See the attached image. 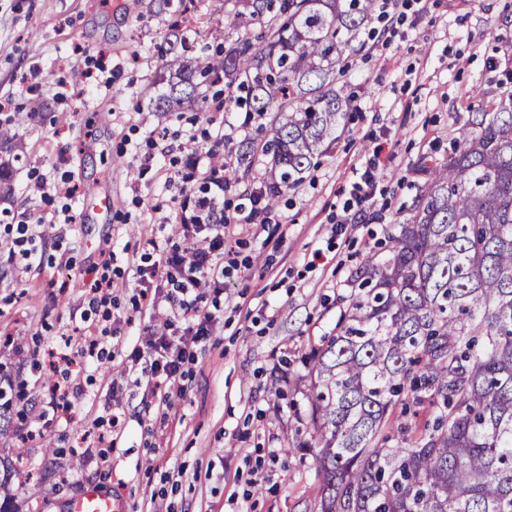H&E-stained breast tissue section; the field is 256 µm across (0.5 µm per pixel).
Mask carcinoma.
Instances as JSON below:
<instances>
[{
  "mask_svg": "<svg viewBox=\"0 0 512 512\" xmlns=\"http://www.w3.org/2000/svg\"><path fill=\"white\" fill-rule=\"evenodd\" d=\"M377 0H233L236 46L164 64L162 110L214 101L278 114L234 158H270L259 203L273 210L336 141L351 97L345 59ZM476 89L446 162L411 217L351 280L338 331L310 355L319 512H512V97Z\"/></svg>",
  "mask_w": 512,
  "mask_h": 512,
  "instance_id": "cac0c4a2",
  "label": "carcinoma"
}]
</instances>
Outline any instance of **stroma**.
Here are the masks:
<instances>
[{
    "instance_id": "obj_1",
    "label": "stroma",
    "mask_w": 512,
    "mask_h": 512,
    "mask_svg": "<svg viewBox=\"0 0 512 512\" xmlns=\"http://www.w3.org/2000/svg\"><path fill=\"white\" fill-rule=\"evenodd\" d=\"M181 0H0V225L46 203L36 180L68 177L78 187L73 223L43 228L52 263L28 272L22 259L0 254V376L22 374L26 414L42 433L20 441L0 417V499L20 512H69L85 485L124 497L131 512H316L320 497L311 452H287L297 419H308L301 390L305 358L334 335L363 257L384 249L467 117L474 88L499 101L512 57L495 38L512 39V0H423L374 20L360 33L364 50L349 62L352 109L338 139L275 208L274 223L224 227V288L216 297L209 338L195 346L183 394L147 399L125 378L126 355L152 308L136 273L140 242L165 241L188 199L181 173L206 135L232 133L225 149L258 139L256 123L226 108L156 112L151 97L163 59L205 46H232L224 0H195L189 48L171 36ZM105 55L110 88L86 79L85 60ZM384 145L374 156L376 145ZM166 150V166L139 174L141 155ZM378 160L373 201L351 205V191ZM112 215L84 214L98 197ZM113 248L112 358L89 370L76 408L43 427L39 402L53 379L50 354L87 310L86 283L102 249ZM25 280V291L12 289ZM121 381L115 412L125 430L111 451L72 442L103 413L105 394ZM296 387L295 407L275 394Z\"/></svg>"
}]
</instances>
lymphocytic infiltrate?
Instances as JSON below:
<instances>
[{
	"mask_svg": "<svg viewBox=\"0 0 512 512\" xmlns=\"http://www.w3.org/2000/svg\"><path fill=\"white\" fill-rule=\"evenodd\" d=\"M217 154L212 147L187 156V168L203 173L191 214L173 225L166 245L153 238L142 244L140 283L153 289L165 307L137 338L127 360L136 384L153 394L184 379L185 366L194 357L192 344L209 336L216 319L205 302L208 289L224 285V170L214 163ZM0 248L18 252L29 269L40 270L49 263L23 221L0 225ZM111 357L98 337L85 333L78 334L75 345L59 349L55 359L64 368L65 381L52 387L44 413L78 405L85 394L80 381L85 363Z\"/></svg>",
	"mask_w": 512,
	"mask_h": 512,
	"instance_id": "1",
	"label": "lymphocytic infiltrate"
}]
</instances>
